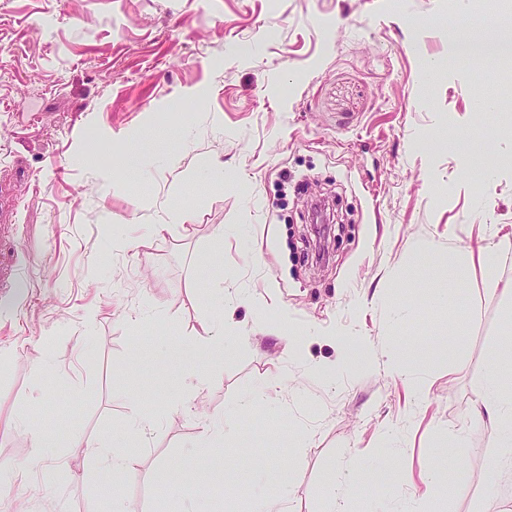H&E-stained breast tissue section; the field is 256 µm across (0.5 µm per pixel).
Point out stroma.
I'll return each mask as SVG.
<instances>
[{
	"label": "stroma",
	"mask_w": 512,
	"mask_h": 512,
	"mask_svg": "<svg viewBox=\"0 0 512 512\" xmlns=\"http://www.w3.org/2000/svg\"><path fill=\"white\" fill-rule=\"evenodd\" d=\"M468 3L0 0V512H113L89 439L131 460L125 512H251L224 480L260 469L294 487L289 512H323L329 478L370 467L388 427L403 512H479L484 485L455 493L452 472L418 497L457 435L484 470L470 411L512 322V256L495 294L479 266L456 269L512 243V138L470 160L434 146L512 113V97L479 112L494 65L452 51ZM144 148L163 160L146 178L115 168ZM215 159L230 184L198 181ZM490 161L493 182L471 183ZM286 178L298 189L284 197ZM177 205L182 226L168 222ZM133 224L150 246L113 252ZM219 280L271 304L223 317ZM458 283L455 308L433 303ZM205 319L224 325L211 353L193 341ZM452 323L456 357L441 339ZM417 337L430 354L406 367L427 382L421 406L384 367ZM356 349L370 368L349 362ZM132 400L148 435L129 424ZM51 466L81 483L46 482Z\"/></svg>",
	"instance_id": "1"
}]
</instances>
